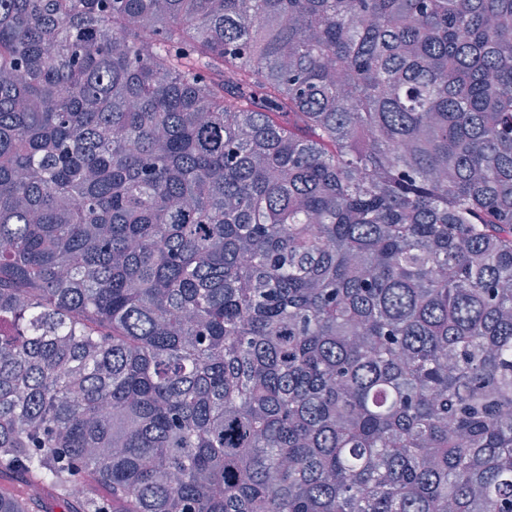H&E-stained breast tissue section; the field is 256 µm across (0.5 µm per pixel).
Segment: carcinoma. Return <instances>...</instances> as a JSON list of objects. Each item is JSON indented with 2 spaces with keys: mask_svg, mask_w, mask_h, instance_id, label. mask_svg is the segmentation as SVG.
<instances>
[{
  "mask_svg": "<svg viewBox=\"0 0 512 512\" xmlns=\"http://www.w3.org/2000/svg\"><path fill=\"white\" fill-rule=\"evenodd\" d=\"M58 506L512 512V0H0V512Z\"/></svg>",
  "mask_w": 512,
  "mask_h": 512,
  "instance_id": "1",
  "label": "carcinoma"
}]
</instances>
